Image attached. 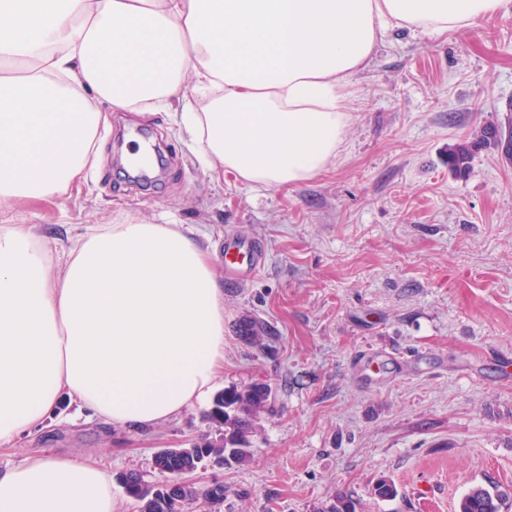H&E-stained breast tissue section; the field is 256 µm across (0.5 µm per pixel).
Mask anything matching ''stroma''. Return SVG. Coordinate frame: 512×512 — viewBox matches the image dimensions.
Masks as SVG:
<instances>
[{"mask_svg": "<svg viewBox=\"0 0 512 512\" xmlns=\"http://www.w3.org/2000/svg\"><path fill=\"white\" fill-rule=\"evenodd\" d=\"M510 102L512 12L434 37L397 29L354 79L340 158L311 181L213 179L168 113L118 112L86 183L2 209L0 225H38L64 253L92 224H180L218 270L225 232L261 239L259 277L224 287L221 385L275 399L248 464L198 471V488L224 483L205 512H320L340 494L357 512H456L471 486L512 493V164L484 150L459 177L448 148ZM147 141L166 162L138 185L120 157ZM246 318L273 327L265 347L240 339ZM208 409L122 429L65 399L0 449V470L36 452L91 459L136 512L122 475L153 480L155 452L210 432ZM384 477L395 499L374 497Z\"/></svg>", "mask_w": 512, "mask_h": 512, "instance_id": "1", "label": "stroma"}]
</instances>
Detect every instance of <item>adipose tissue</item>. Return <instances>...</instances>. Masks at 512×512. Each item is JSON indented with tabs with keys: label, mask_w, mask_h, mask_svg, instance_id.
<instances>
[{
	"label": "adipose tissue",
	"mask_w": 512,
	"mask_h": 512,
	"mask_svg": "<svg viewBox=\"0 0 512 512\" xmlns=\"http://www.w3.org/2000/svg\"><path fill=\"white\" fill-rule=\"evenodd\" d=\"M512 0H0V209L96 168L111 112L176 111L204 169L267 188L341 153L355 76L394 28L478 27ZM111 112H102V104ZM224 374V290L171 224H98L66 260L0 225V447L61 397L102 423L164 425ZM112 477L32 455L0 470V512H118Z\"/></svg>",
	"instance_id": "1"
}]
</instances>
